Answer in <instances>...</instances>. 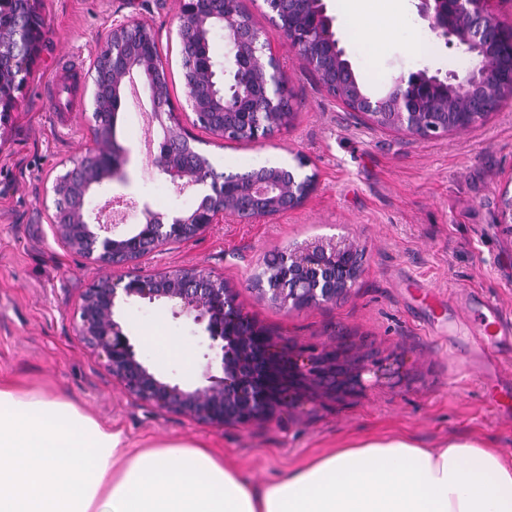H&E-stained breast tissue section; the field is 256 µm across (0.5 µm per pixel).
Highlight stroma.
<instances>
[{
    "label": "stroma",
    "instance_id": "1",
    "mask_svg": "<svg viewBox=\"0 0 512 512\" xmlns=\"http://www.w3.org/2000/svg\"><path fill=\"white\" fill-rule=\"evenodd\" d=\"M333 29L357 77L370 86L423 68L458 69L461 53L435 38L416 48L427 23L418 0H400L391 34L369 52L337 0H324ZM266 32L290 79L293 123L264 144L211 141L204 152L217 172L243 173L261 164L299 167L315 187L300 207L256 221L226 217L189 241H175L133 266L99 265L65 247L45 206L56 176L92 148L90 68L114 20L136 18L155 32L167 66L170 97L184 101L177 39L178 0H43L47 29L17 92L19 107L0 113V382L78 404L122 430L131 448L201 444L242 465L262 483L305 459L363 437L409 436L433 447L473 438L512 454V414L485 395L512 387V342L486 359L474 337L475 304L489 302L512 317V227L499 221V197L512 183V104L483 125L422 140L384 131L330 96L271 22L263 0H242ZM79 62L80 107L56 111L47 95L58 66ZM150 104L141 78L128 83L116 140L129 152L126 181L94 193L128 200L122 222L132 229L143 207L187 211L193 192L177 193L143 140ZM344 238L365 248L364 272L344 300L291 312L264 299L256 275L289 245ZM194 268L223 276L240 310L295 350L339 351L364 368L362 389L299 390L292 404L245 426L213 425L130 395L78 334L82 295L95 281ZM116 319L139 359L163 378L198 386L207 342L202 326L173 318L157 304L134 303ZM181 353L160 356L147 332Z\"/></svg>",
    "mask_w": 512,
    "mask_h": 512
}]
</instances>
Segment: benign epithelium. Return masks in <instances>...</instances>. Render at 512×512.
<instances>
[{"instance_id":"7a95c632","label":"benign epithelium","mask_w":512,"mask_h":512,"mask_svg":"<svg viewBox=\"0 0 512 512\" xmlns=\"http://www.w3.org/2000/svg\"><path fill=\"white\" fill-rule=\"evenodd\" d=\"M280 21L289 45L322 86L350 110L382 130L418 139H435L483 123L512 101V27L498 18L503 0H419L428 29L466 65L446 72L427 69L396 78L373 93L357 80L333 31L323 0H263ZM40 0H0V112L19 105V90L45 35ZM221 29L232 47L229 69L209 55L212 33ZM177 36L182 57L185 107L169 94L168 76L153 29L135 18L115 20L104 35L91 67L92 137L96 149L73 162L53 185L51 223L68 248L100 263H131L174 240L194 238L224 216L256 221L301 205L313 189L311 176L281 166L288 184L252 178L236 182L206 175L195 167L193 133L202 129L224 140L263 144L294 118L288 76L265 33L239 7V0H179ZM138 74L159 130L157 165L180 193L191 190L197 206L187 212L161 213L143 208V222L126 233L90 211V192L124 178L125 151L114 140L116 116L126 79ZM190 111L185 124L179 113ZM500 223L512 224V190L499 201ZM365 251L359 243L333 238L295 244L273 255L256 275L261 295L286 311L335 303L350 295L363 273ZM133 302L158 303L173 317L204 325L208 360L204 386L163 380L138 358L130 337L115 320V310ZM80 336L99 350L105 368L144 402L211 424L245 425L287 404L306 383L340 389L362 385L361 375L341 361L339 352L303 355L280 346L237 307L224 277L196 269L163 274L130 272L98 280L86 289L80 306ZM219 363L221 375L212 374Z\"/></svg>"}]
</instances>
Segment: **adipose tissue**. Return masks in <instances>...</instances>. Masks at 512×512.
<instances>
[{
	"mask_svg": "<svg viewBox=\"0 0 512 512\" xmlns=\"http://www.w3.org/2000/svg\"><path fill=\"white\" fill-rule=\"evenodd\" d=\"M371 0H341L370 50ZM0 512H512V457L474 439L354 441L257 484L201 445L131 450L75 403L0 384Z\"/></svg>",
	"mask_w": 512,
	"mask_h": 512,
	"instance_id": "adipose-tissue-1",
	"label": "adipose tissue"
}]
</instances>
